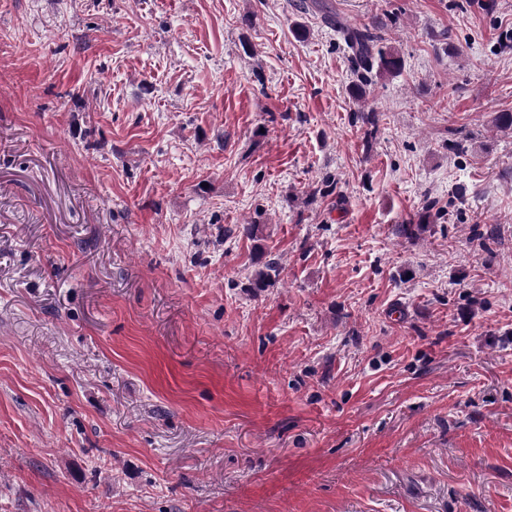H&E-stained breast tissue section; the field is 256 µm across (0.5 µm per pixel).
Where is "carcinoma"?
I'll list each match as a JSON object with an SVG mask.
<instances>
[{
	"instance_id": "obj_1",
	"label": "carcinoma",
	"mask_w": 512,
	"mask_h": 512,
	"mask_svg": "<svg viewBox=\"0 0 512 512\" xmlns=\"http://www.w3.org/2000/svg\"><path fill=\"white\" fill-rule=\"evenodd\" d=\"M325 21L342 35L351 52V61L361 78L366 80L374 72L396 74L401 71L403 60L395 48L383 45V37L379 34L378 23L350 26L333 15L325 16ZM361 120L364 138L369 143L376 138L379 131L378 114L374 111L364 112L361 114ZM435 206L436 203H429L427 211L420 217V223L401 224L397 227V233L409 240L418 238L425 231L427 225L441 215L439 211L431 213ZM277 270L278 264L275 260L265 261L263 266L255 272L251 287L261 292L272 286V274Z\"/></svg>"
}]
</instances>
